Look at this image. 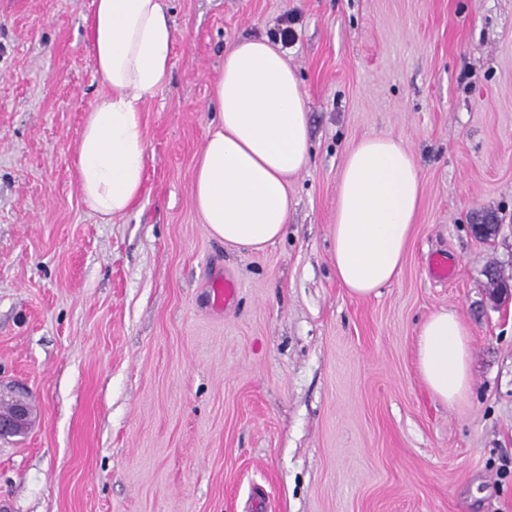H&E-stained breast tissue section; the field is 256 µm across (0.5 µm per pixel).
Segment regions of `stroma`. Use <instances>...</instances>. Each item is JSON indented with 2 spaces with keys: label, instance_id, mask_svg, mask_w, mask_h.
<instances>
[{
  "label": "stroma",
  "instance_id": "stroma-1",
  "mask_svg": "<svg viewBox=\"0 0 512 512\" xmlns=\"http://www.w3.org/2000/svg\"><path fill=\"white\" fill-rule=\"evenodd\" d=\"M170 84L142 105L144 193L84 203L77 148L105 89L94 0H0V391L32 424L0 442V512H512V0H165ZM308 107L287 233L212 237L193 175L224 53L274 40ZM399 139L424 193L403 272L352 296L332 269L345 156ZM495 213L499 234L471 225ZM450 278H437L434 256ZM233 302L209 299L215 276ZM470 330L472 389L416 366L440 308Z\"/></svg>",
  "mask_w": 512,
  "mask_h": 512
}]
</instances>
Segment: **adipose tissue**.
Masks as SVG:
<instances>
[{
	"instance_id": "obj_1",
	"label": "adipose tissue",
	"mask_w": 512,
	"mask_h": 512,
	"mask_svg": "<svg viewBox=\"0 0 512 512\" xmlns=\"http://www.w3.org/2000/svg\"><path fill=\"white\" fill-rule=\"evenodd\" d=\"M87 21L95 76L93 105L78 146V182L94 212L120 216L144 191L147 142L141 104L171 79L175 31L163 0H94ZM219 121L194 171L193 202L226 247L258 251L284 235L288 185L307 164L306 99L280 47L242 39L224 54L214 90ZM423 196L416 161L399 140L367 136L347 153L330 229L337 281L368 297L397 281ZM418 371L454 406L470 383V331L456 310L421 324Z\"/></svg>"
}]
</instances>
